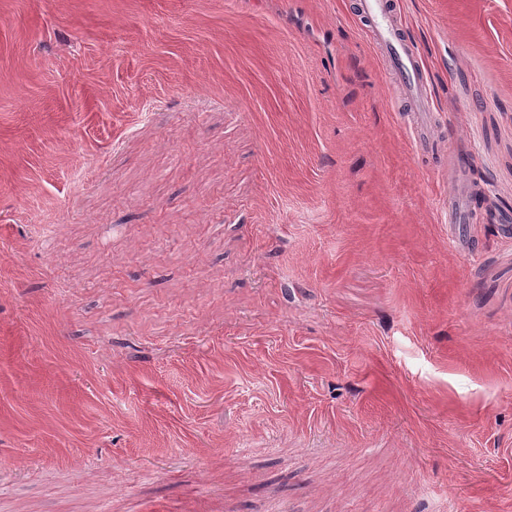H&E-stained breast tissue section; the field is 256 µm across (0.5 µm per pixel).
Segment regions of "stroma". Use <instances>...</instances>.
Returning <instances> with one entry per match:
<instances>
[{
	"instance_id": "obj_1",
	"label": "stroma",
	"mask_w": 512,
	"mask_h": 512,
	"mask_svg": "<svg viewBox=\"0 0 512 512\" xmlns=\"http://www.w3.org/2000/svg\"><path fill=\"white\" fill-rule=\"evenodd\" d=\"M390 2L437 162L357 0H0V512H512V0Z\"/></svg>"
}]
</instances>
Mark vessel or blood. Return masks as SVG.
<instances>
[{
  "instance_id": "b4317fda",
  "label": "vessel or blood",
  "mask_w": 512,
  "mask_h": 512,
  "mask_svg": "<svg viewBox=\"0 0 512 512\" xmlns=\"http://www.w3.org/2000/svg\"><path fill=\"white\" fill-rule=\"evenodd\" d=\"M372 40L385 65V73L398 99L416 107L426 95L418 55L394 20L388 0H359Z\"/></svg>"
}]
</instances>
